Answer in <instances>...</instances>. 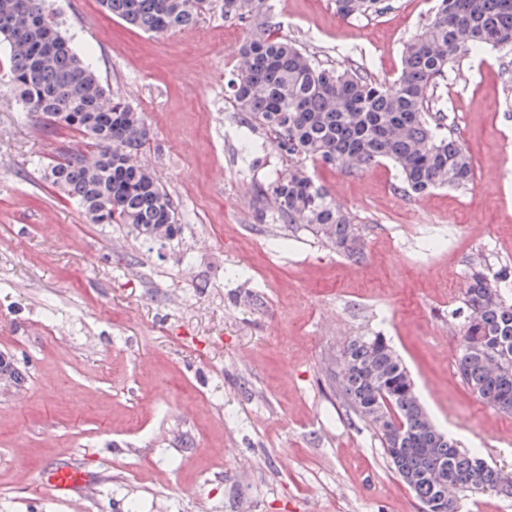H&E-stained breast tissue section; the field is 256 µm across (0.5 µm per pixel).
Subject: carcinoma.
<instances>
[{
  "label": "carcinoma",
  "instance_id": "cac0c4a2",
  "mask_svg": "<svg viewBox=\"0 0 512 512\" xmlns=\"http://www.w3.org/2000/svg\"><path fill=\"white\" fill-rule=\"evenodd\" d=\"M224 19L252 21L240 65L226 88L247 124L272 138L288 160V177L268 192L282 220L325 231L337 251L360 257L356 218L334 205L307 164L363 171L390 163L402 189L420 195L464 188L472 161L441 113L435 80L461 53L512 49V0H436L420 32L406 42L400 73L387 88L358 68L327 66L279 34L267 0H223ZM113 16L154 35L188 29L212 0H100ZM342 17L368 15L385 0H333ZM0 42L10 65L0 95L56 129L90 139V155L54 158L44 178L75 200L92 224H126L147 240L179 231L173 201L155 175L135 161L149 141L142 113L109 96L98 74L61 31L47 0H0ZM509 272L471 275L462 306L458 370L466 386L494 409L512 413V295ZM336 386L349 411L372 425L395 474L425 504L460 512L461 500L500 493L512 475L478 451L464 452L441 432L417 396L401 357L384 336H359L336 362ZM442 465L453 481L431 474Z\"/></svg>",
  "mask_w": 512,
  "mask_h": 512
}]
</instances>
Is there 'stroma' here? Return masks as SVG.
I'll list each match as a JSON object with an SVG mask.
<instances>
[{
  "mask_svg": "<svg viewBox=\"0 0 512 512\" xmlns=\"http://www.w3.org/2000/svg\"><path fill=\"white\" fill-rule=\"evenodd\" d=\"M50 4L103 86L142 112L137 160L180 231L90 223L43 180L85 138L0 107V354L21 374L0 380V512H69L39 475L73 457L93 475L85 512H418L331 375L376 333L436 425L512 471V415L462 382L451 316L474 267L512 269V53L464 55L434 90L471 155L467 187L412 197L388 163L315 169L361 226L353 262L261 197L288 162L224 95L250 22L217 7L156 36L98 0ZM268 4L307 52L389 85L434 0L353 18L332 0ZM248 135L264 150L245 155Z\"/></svg>",
  "mask_w": 512,
  "mask_h": 512,
  "instance_id": "obj_1",
  "label": "stroma"
}]
</instances>
